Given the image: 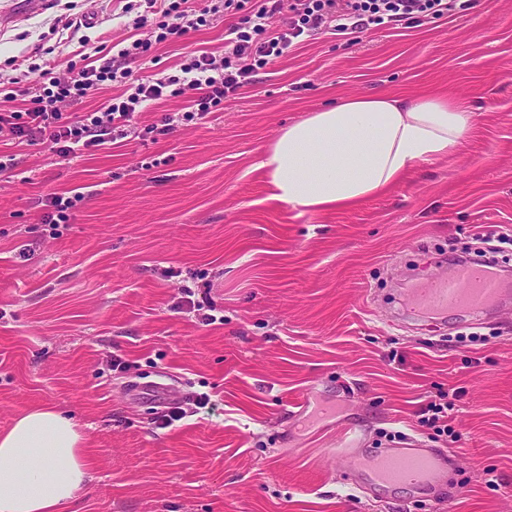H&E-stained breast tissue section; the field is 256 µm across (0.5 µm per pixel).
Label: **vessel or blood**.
Masks as SVG:
<instances>
[{
	"label": "vessel or blood",
	"mask_w": 512,
	"mask_h": 512,
	"mask_svg": "<svg viewBox=\"0 0 512 512\" xmlns=\"http://www.w3.org/2000/svg\"><path fill=\"white\" fill-rule=\"evenodd\" d=\"M505 290L498 268L484 263L464 262L450 275H433L410 289L408 300L415 315L441 317L451 311L480 316L500 302ZM361 435L345 429L341 454L371 485L382 489L405 487L419 494L446 481L452 461L432 448H387L368 456L360 452Z\"/></svg>",
	"instance_id": "obj_1"
}]
</instances>
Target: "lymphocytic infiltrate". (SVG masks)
<instances>
[{
    "label": "lymphocytic infiltrate",
    "mask_w": 512,
    "mask_h": 512,
    "mask_svg": "<svg viewBox=\"0 0 512 512\" xmlns=\"http://www.w3.org/2000/svg\"><path fill=\"white\" fill-rule=\"evenodd\" d=\"M147 2L149 13L137 16L134 25L151 28L153 39L134 40L102 65L85 64L70 78L43 69L46 87L21 107L0 113V143L45 139L59 157H74L126 138L135 113L190 94L183 112L146 126V133L164 137L176 124L197 123L223 110L226 99L319 33L333 30L347 36L378 27L414 28L447 16L457 0H208L198 9L189 7V0ZM219 14L232 19L224 32L223 57L203 51L151 80L134 76L128 68V59L148 55L155 45L180 41ZM282 14L288 17L287 26L273 27V19ZM106 83L118 85L120 94L104 110H85L89 92Z\"/></svg>",
    "instance_id": "f902f5d3"
}]
</instances>
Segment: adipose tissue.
<instances>
[{
  "instance_id": "ef3b65f1",
  "label": "adipose tissue",
  "mask_w": 512,
  "mask_h": 512,
  "mask_svg": "<svg viewBox=\"0 0 512 512\" xmlns=\"http://www.w3.org/2000/svg\"><path fill=\"white\" fill-rule=\"evenodd\" d=\"M472 126L467 100L440 94L349 96L284 128L257 165L269 198L319 213L381 193L417 164L455 154ZM90 478L76 423L36 408L0 433V512H60Z\"/></svg>"
}]
</instances>
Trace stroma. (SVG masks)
Segmentation results:
<instances>
[{"mask_svg": "<svg viewBox=\"0 0 512 512\" xmlns=\"http://www.w3.org/2000/svg\"><path fill=\"white\" fill-rule=\"evenodd\" d=\"M144 0H48L0 28V88L38 93V65L68 77L84 56L149 38ZM224 17L131 61L151 79L194 51L224 52ZM466 98L454 155L384 193L295 216L255 165L281 129L353 94ZM130 135L64 159L5 145L0 172V431L52 405L86 437L80 512H512V309L469 322L403 312L402 291L451 270L462 242L512 226V0L417 28L327 31L271 64L223 111L152 140ZM82 195L70 224L41 221L53 193ZM196 282L216 323L182 309ZM122 368H113V360ZM182 392L185 416L134 382ZM459 391L452 443L421 426L424 396ZM208 394L212 408L197 409ZM348 427L371 452L396 434L455 461L432 501L362 484L339 455Z\"/></svg>", "mask_w": 512, "mask_h": 512, "instance_id": "35a3bbf8", "label": "stroma"}]
</instances>
